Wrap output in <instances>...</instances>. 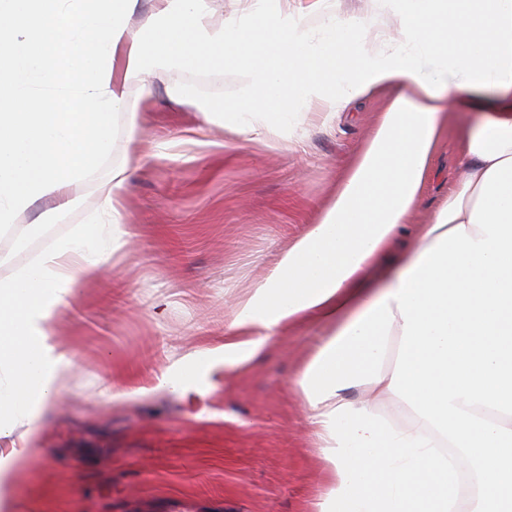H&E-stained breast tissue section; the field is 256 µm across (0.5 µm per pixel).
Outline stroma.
Segmentation results:
<instances>
[{
	"label": "stroma",
	"mask_w": 512,
	"mask_h": 512,
	"mask_svg": "<svg viewBox=\"0 0 512 512\" xmlns=\"http://www.w3.org/2000/svg\"><path fill=\"white\" fill-rule=\"evenodd\" d=\"M238 67H176L153 79L150 99L130 85L140 138L118 117L112 157L73 189L46 224L43 205L18 215L25 242L0 233V280L80 225L104 221L113 167L138 153L123 189L128 242L102 281L56 312L50 345L72 359L68 389L31 441H0V512H311L324 475L304 403L291 382L330 325L281 328L245 369L224 367V328L236 303L304 234L340 173L369 138L386 97L375 94L326 121L305 120L280 139H248L178 105L234 100ZM479 118L454 113L403 232L376 270L396 274L419 225L458 175V134ZM180 389L160 395V378Z\"/></svg>",
	"instance_id": "1"
}]
</instances>
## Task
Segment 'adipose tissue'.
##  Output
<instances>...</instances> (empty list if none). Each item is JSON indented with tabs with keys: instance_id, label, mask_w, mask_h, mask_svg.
<instances>
[{
	"instance_id": "adipose-tissue-1",
	"label": "adipose tissue",
	"mask_w": 512,
	"mask_h": 512,
	"mask_svg": "<svg viewBox=\"0 0 512 512\" xmlns=\"http://www.w3.org/2000/svg\"><path fill=\"white\" fill-rule=\"evenodd\" d=\"M221 27L208 21L209 0H0V230L22 233L17 216L38 203L65 210L74 186L93 178L112 154L115 119L129 112L127 87L150 92L167 67L203 71L220 62L245 69L234 103L195 101L206 123H232L246 137L297 125L307 112L324 118L379 92L390 100L371 136L342 173L320 220L269 275L239 300L225 328L224 365L256 358L275 330L315 314L344 331L378 301L365 275L408 223L428 159L452 112L468 106L485 117L458 145L459 178L448 201L421 225L405 261L413 267L441 235L464 227L486 172L512 159V0H368L361 17L336 0H314L321 29L306 26L302 0H239ZM130 164L112 170L103 201L108 223L78 227L55 240L11 278L0 280V440L36 431L40 410L60 396L48 347L57 307L99 279L129 233L121 224ZM402 318L389 333L381 379L307 409L318 448L334 446L324 414L352 403L377 414L399 398L389 388Z\"/></svg>"
}]
</instances>
